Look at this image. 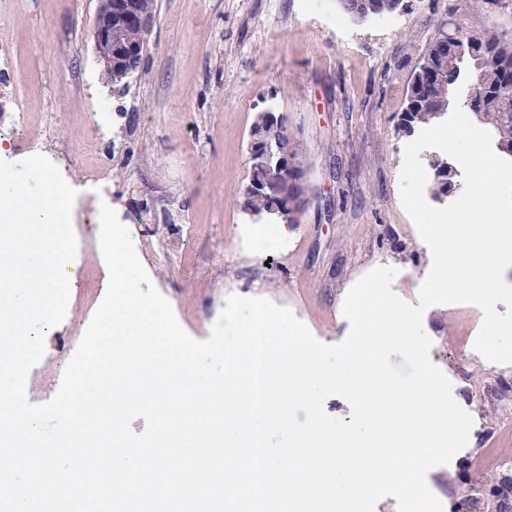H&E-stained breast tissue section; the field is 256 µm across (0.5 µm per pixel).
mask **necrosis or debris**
<instances>
[{"instance_id": "necrosis-or-debris-1", "label": "necrosis or debris", "mask_w": 512, "mask_h": 512, "mask_svg": "<svg viewBox=\"0 0 512 512\" xmlns=\"http://www.w3.org/2000/svg\"><path fill=\"white\" fill-rule=\"evenodd\" d=\"M462 334L466 360L480 371L483 384L482 395L471 410L477 446L470 451V490L463 496L456 494L457 464L453 461L434 467L428 475V485L446 512H506L512 506V452L490 450L483 443L488 415L507 384L508 367L488 361L476 350L475 323H466Z\"/></svg>"}]
</instances>
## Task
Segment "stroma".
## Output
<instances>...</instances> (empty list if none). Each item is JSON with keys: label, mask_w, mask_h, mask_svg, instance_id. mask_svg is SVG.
<instances>
[{"label": "stroma", "mask_w": 512, "mask_h": 512, "mask_svg": "<svg viewBox=\"0 0 512 512\" xmlns=\"http://www.w3.org/2000/svg\"><path fill=\"white\" fill-rule=\"evenodd\" d=\"M100 0H0V141L15 160L46 151L78 183L74 214L90 238L108 204L144 240L151 283L182 328L208 339L228 296L289 308L326 345L343 303L379 266L393 291L432 267L400 197L399 129L410 79L440 23L512 35V0H403L359 21L337 0H158L140 69L124 88L103 77L91 31ZM286 117L302 146L309 201L280 246L243 244L238 206L258 113ZM24 115L23 131L14 128ZM68 314L45 334L27 399L57 393L108 287L100 248L68 265Z\"/></svg>", "instance_id": "obj_1"}]
</instances>
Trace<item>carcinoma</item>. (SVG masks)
I'll return each instance as SVG.
<instances>
[{
  "label": "carcinoma",
  "instance_id": "cac0c4a2",
  "mask_svg": "<svg viewBox=\"0 0 512 512\" xmlns=\"http://www.w3.org/2000/svg\"><path fill=\"white\" fill-rule=\"evenodd\" d=\"M402 0H370L372 13L376 18H390L401 7ZM122 46L126 47L122 57L123 75L112 76L104 73L105 79L112 86L126 84V80L140 67L147 45L149 32L135 23H123L120 27ZM457 31L448 30V23L438 25L435 38L428 44L424 57L440 61L444 79L430 84L426 90V104L408 113L410 134H415L425 128L438 124L431 113L440 110L448 111V91L464 86L467 93L474 91L495 92L501 99L492 112L486 113L487 124L490 125L496 137L500 152L512 156V84L506 78L512 75V36L489 35L481 37L488 42L495 58L492 64H471L465 68L453 56L443 53L444 42ZM282 128L267 136L265 144L273 155L286 153L296 164H301L302 149L300 143L288 132L286 118L279 117ZM241 211L256 224H295L298 219L291 212L282 211L277 205L276 190L266 186L260 191L242 190Z\"/></svg>",
  "mask_w": 512,
  "mask_h": 512
}]
</instances>
